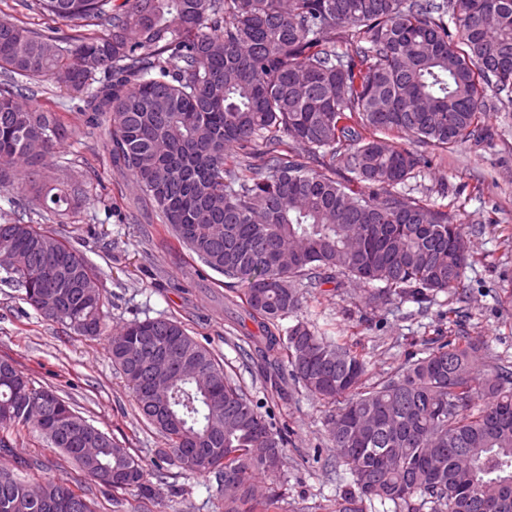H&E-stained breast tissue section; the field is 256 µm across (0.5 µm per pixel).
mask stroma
Returning <instances> with one entry per match:
<instances>
[{
    "instance_id": "stroma-1",
    "label": "stroma",
    "mask_w": 512,
    "mask_h": 512,
    "mask_svg": "<svg viewBox=\"0 0 512 512\" xmlns=\"http://www.w3.org/2000/svg\"><path fill=\"white\" fill-rule=\"evenodd\" d=\"M70 95L55 90L52 108L74 135L48 160V169L66 168L85 181V194L68 216L42 218V225L75 246L98 271L105 290L109 333L134 319L174 317L213 350L234 379L262 406L288 425L286 463L280 482L287 512H332L345 489L336 475L323 407L297 385L279 399L267 393L258 367L243 354L233 333L235 312L223 275L204 270L160 223L156 211L131 176L113 171L99 133L88 132L69 110ZM489 138L448 152H435L430 166L396 190L448 207L463 225L480 263L468 267L463 286L439 295L427 309L392 303L365 312L362 286L328 283L306 293L302 317L329 334L354 335L366 352L368 378L375 381L420 352L427 340L448 336V311L460 312L462 330L483 337L486 364L512 361V108L486 113ZM0 359L14 361L35 386L51 388L93 425L107 432L146 465H153L167 440L142 422L105 338L90 339L41 318L17 288L0 282ZM17 459L38 460L20 477L37 484L50 477L92 493L95 512H113L111 495L66 463L38 432L13 436ZM162 504L146 512H219L216 484L204 476L164 466Z\"/></svg>"
}]
</instances>
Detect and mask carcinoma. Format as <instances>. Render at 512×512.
Returning a JSON list of instances; mask_svg holds the SVG:
<instances>
[{
	"label": "carcinoma",
	"mask_w": 512,
	"mask_h": 512,
	"mask_svg": "<svg viewBox=\"0 0 512 512\" xmlns=\"http://www.w3.org/2000/svg\"><path fill=\"white\" fill-rule=\"evenodd\" d=\"M18 2L73 34L31 30L0 9V187L18 190L25 214H0V246L15 262L4 282L43 319L105 335L98 274L34 220L67 214L81 193L77 182L38 185L73 134L37 103L45 90L33 81L46 78L70 92L166 231L238 285L254 325L246 356L266 387L283 399L291 379L327 407L336 466L350 478L334 512H363L365 501L384 512H512V366L478 372L482 337L432 340L368 384L354 344L298 316L302 289L341 277L365 286L372 309L430 303L481 261L454 214L392 192L432 162L397 139L446 151L481 138L485 113L512 107V0ZM338 162L358 188L336 180ZM287 317L295 324L283 329ZM108 351L138 417L165 435L163 459L214 478L222 512H283L274 477L288 428L181 321L128 322ZM22 429L112 491L115 507L160 500L140 458L0 360V434ZM90 434L99 451L84 459ZM38 488L32 497L1 466L0 512H94L66 483Z\"/></svg>",
	"instance_id": "1"
}]
</instances>
